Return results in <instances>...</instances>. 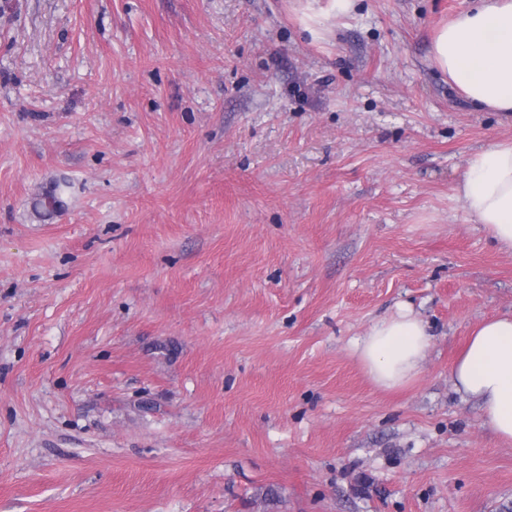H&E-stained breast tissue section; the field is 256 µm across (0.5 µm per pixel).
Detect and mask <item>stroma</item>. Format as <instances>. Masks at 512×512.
<instances>
[{"label":"stroma","mask_w":512,"mask_h":512,"mask_svg":"<svg viewBox=\"0 0 512 512\" xmlns=\"http://www.w3.org/2000/svg\"><path fill=\"white\" fill-rule=\"evenodd\" d=\"M467 4L0 0V512L512 507L450 377L512 315L457 193L512 115L430 61ZM401 306L387 390L353 343ZM433 335L427 324L408 307L375 322L355 345V352L380 388L408 385L417 376Z\"/></svg>","instance_id":"1"}]
</instances>
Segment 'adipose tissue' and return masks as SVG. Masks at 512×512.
Returning a JSON list of instances; mask_svg holds the SVG:
<instances>
[{
  "label": "adipose tissue",
  "mask_w": 512,
  "mask_h": 512,
  "mask_svg": "<svg viewBox=\"0 0 512 512\" xmlns=\"http://www.w3.org/2000/svg\"><path fill=\"white\" fill-rule=\"evenodd\" d=\"M431 59L475 108L512 113V0H471L435 34ZM471 223L512 248V139L470 155L458 185ZM433 336L410 308L375 322L355 352L380 388L408 385ZM456 389L474 400L482 426L512 444V315L482 321L452 367Z\"/></svg>",
  "instance_id": "adipose-tissue-1"
}]
</instances>
